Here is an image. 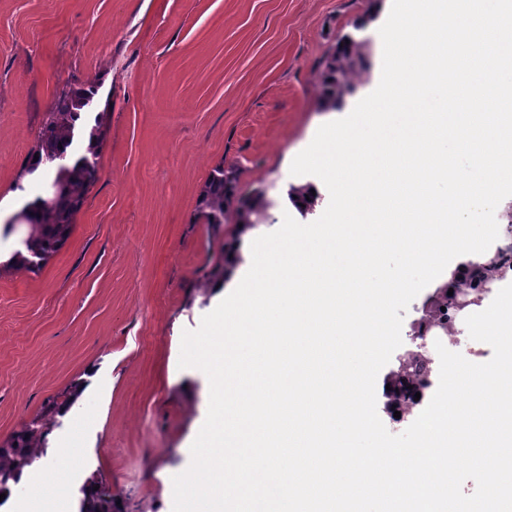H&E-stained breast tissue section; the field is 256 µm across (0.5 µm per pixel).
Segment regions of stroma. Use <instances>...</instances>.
Segmentation results:
<instances>
[{
	"label": "stroma",
	"instance_id": "35a3bbf8",
	"mask_svg": "<svg viewBox=\"0 0 512 512\" xmlns=\"http://www.w3.org/2000/svg\"><path fill=\"white\" fill-rule=\"evenodd\" d=\"M391 4L0 0V202L39 195L22 169L64 90L96 84L106 128L65 246L36 272L0 267V441L47 398L87 385L40 460L61 474L65 507L96 471L126 512H172V478L209 404L207 376L178 365L182 333L248 271L252 241L280 227L294 157L377 87ZM346 35L365 43L368 69L327 111L320 64ZM219 166L239 170L236 197L264 191L262 223L200 222ZM231 243L237 264L215 274Z\"/></svg>",
	"mask_w": 512,
	"mask_h": 512
}]
</instances>
